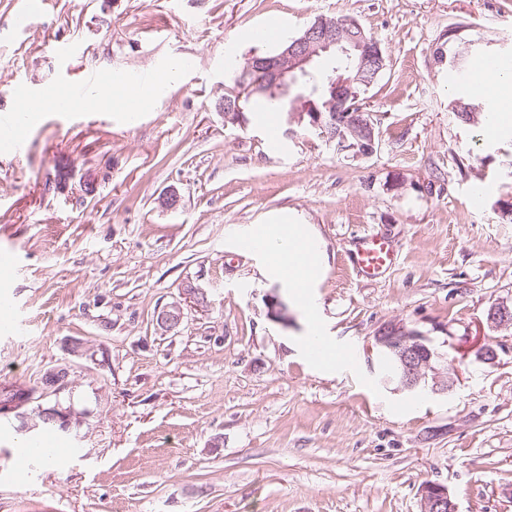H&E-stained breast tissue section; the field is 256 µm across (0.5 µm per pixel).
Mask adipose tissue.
<instances>
[{"mask_svg":"<svg viewBox=\"0 0 512 512\" xmlns=\"http://www.w3.org/2000/svg\"><path fill=\"white\" fill-rule=\"evenodd\" d=\"M237 245L241 251L260 258L264 277L288 288L308 314L316 313L310 291L323 281L328 256L313 225L296 223L282 213L239 233Z\"/></svg>","mask_w":512,"mask_h":512,"instance_id":"obj_1","label":"adipose tissue"}]
</instances>
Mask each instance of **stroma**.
I'll list each match as a JSON object with an SVG mask.
<instances>
[{"mask_svg":"<svg viewBox=\"0 0 512 512\" xmlns=\"http://www.w3.org/2000/svg\"><path fill=\"white\" fill-rule=\"evenodd\" d=\"M22 5L0 0V115L22 90L62 92L92 70L196 65L137 124L119 98L41 113L23 154L0 142V285L19 322L0 335V390L66 366L70 388L41 404L78 419L52 437L63 466L32 463L22 491L16 450L42 430L0 419V512H421L428 482L457 512H512V328L487 319L512 305V125L454 120L461 89L436 59L473 41L512 62V0H52L25 34L11 26ZM339 15L388 58L363 99L374 155L300 132L270 142L252 107L225 122L234 68L278 48L251 44V27L277 20L293 38ZM281 210L326 243L314 321L226 234ZM369 230L396 251L373 279L351 262ZM190 286L205 304L162 331L157 309ZM270 295L287 299V321ZM387 324L432 339L458 373L452 391L385 378L370 345ZM315 326L343 355L334 368L307 355ZM486 344L494 360L478 358Z\"/></svg>","mask_w":512,"mask_h":512,"instance_id":"obj_1","label":"stroma"}]
</instances>
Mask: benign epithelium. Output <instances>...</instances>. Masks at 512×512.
Returning <instances> with one entry per match:
<instances>
[{"label": "benign epithelium", "mask_w": 512, "mask_h": 512, "mask_svg": "<svg viewBox=\"0 0 512 512\" xmlns=\"http://www.w3.org/2000/svg\"><path fill=\"white\" fill-rule=\"evenodd\" d=\"M345 57L356 63L351 75L341 73L330 79L332 103L336 110L324 114L309 111V105L301 109H291L287 113V124L300 125L306 116H311V124L330 130V140H338L339 151L346 152L345 145L355 149L354 158H368L377 149L379 132L371 114L366 111L344 112L347 94L357 82H369L368 70L384 63L383 50L379 42L370 39L363 31L353 32L336 26L328 17H320L300 37H294L282 44L275 55L251 57L245 70H255L265 75L262 83L253 85L254 90L278 95L288 83L295 81L297 74L307 75L309 69H316L326 62L324 54ZM204 302L201 289H184V301L163 306L156 314V323L165 332L179 327L184 318V304L199 306ZM488 320L497 327H512V307L506 304L493 305ZM373 348L380 357L390 356L395 363L393 380L402 389L423 393H446L455 384L453 370L441 372L438 365L443 356L433 347L431 339L415 329L401 325L382 328L374 337ZM69 371L64 367L47 370L42 378V386L30 395L29 402H36L48 393L59 394L69 386ZM37 416L42 421H51L63 431L72 426V413L58 406L44 408L37 406ZM422 512H456L455 503L448 489L435 483H427L421 489Z\"/></svg>", "instance_id": "7a95c632"}]
</instances>
